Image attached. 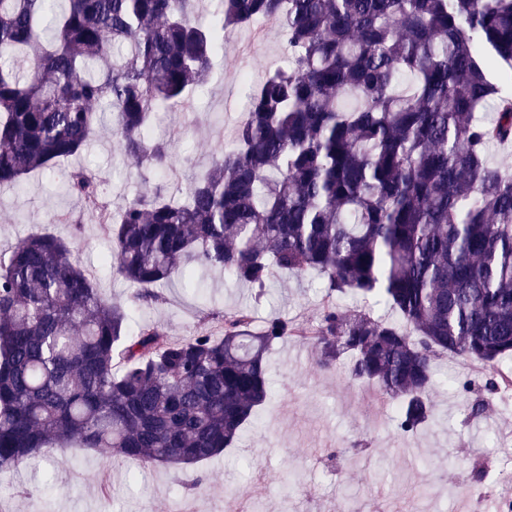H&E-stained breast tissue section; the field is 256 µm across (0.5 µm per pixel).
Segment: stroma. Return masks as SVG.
I'll return each mask as SVG.
<instances>
[{"mask_svg": "<svg viewBox=\"0 0 512 512\" xmlns=\"http://www.w3.org/2000/svg\"><path fill=\"white\" fill-rule=\"evenodd\" d=\"M287 64L276 27L226 32L206 92L189 94L192 111L179 103L167 115L163 132L172 158L165 177L128 167L107 131L65 166L95 173L103 200L116 208L158 185L180 194L241 121L243 82L257 83ZM85 214L81 198L30 175L24 194L0 192V252L31 233L76 237L77 255L101 295L136 304V287L99 267L110 242ZM209 289L212 297L203 301L194 285L173 279L159 288L157 303L139 306L140 317L183 337L203 325L221 332L223 316L240 309L256 329L274 316L311 323L324 301L314 274H276L260 293L215 271ZM269 359L271 397L226 454L143 473L135 463L92 451L48 448L27 468L0 472V512H175L183 502L199 512H251L258 502L262 512H336L340 502L354 512H496L499 502L512 501V481L505 479L512 472V392L487 390L471 361H436L435 417L405 436L397 430L395 403L375 386L352 382L347 361L320 370L312 344L294 339L275 344ZM478 402L484 412L475 419L471 407ZM287 471L300 477L288 492L281 484Z\"/></svg>", "mask_w": 512, "mask_h": 512, "instance_id": "1", "label": "stroma"}]
</instances>
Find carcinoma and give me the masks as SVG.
I'll return each mask as SVG.
<instances>
[{"mask_svg": "<svg viewBox=\"0 0 512 512\" xmlns=\"http://www.w3.org/2000/svg\"><path fill=\"white\" fill-rule=\"evenodd\" d=\"M277 24L288 58L248 94L230 147L174 197L159 186L112 213L95 178L69 172L112 247L106 265L139 288L220 270L264 288L318 274L319 320L172 338L132 328L105 300L73 239L35 233L0 258V471L53 443L142 470L183 468L232 447L270 398L268 352L310 342L315 364L432 418L443 356L512 385V0H0V187L56 174L104 128L138 169L169 167L157 112L205 85L224 33ZM498 65L506 82L494 80ZM359 295L400 321L347 310Z\"/></svg>", "mask_w": 512, "mask_h": 512, "instance_id": "cac0c4a2", "label": "carcinoma"}]
</instances>
